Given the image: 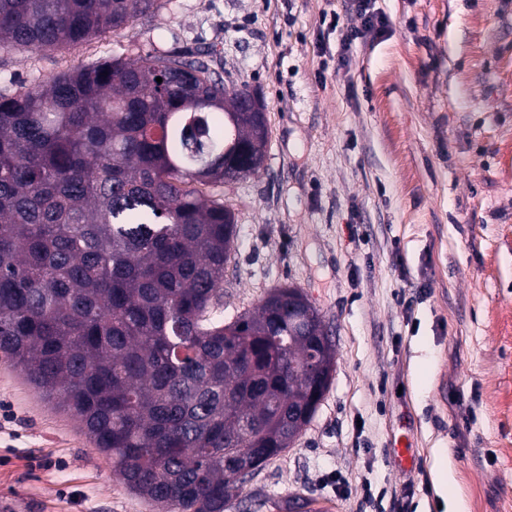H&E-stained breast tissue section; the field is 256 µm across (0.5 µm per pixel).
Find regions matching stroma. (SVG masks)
I'll use <instances>...</instances> for the list:
<instances>
[{
    "instance_id": "obj_1",
    "label": "stroma",
    "mask_w": 512,
    "mask_h": 512,
    "mask_svg": "<svg viewBox=\"0 0 512 512\" xmlns=\"http://www.w3.org/2000/svg\"><path fill=\"white\" fill-rule=\"evenodd\" d=\"M148 19L53 51L0 52V95L79 65L212 51L267 105L263 169L204 183L237 224L224 319L301 289L336 350L319 408L224 512H512V0H378L343 52V0H159ZM326 53H319L318 43ZM409 449L403 465L398 448ZM33 512H158L80 421L0 356V497ZM376 0H349L351 10L361 20L360 27L347 29L342 35V48L344 51L352 49L359 40L368 37L376 38L382 35L388 25L384 14L375 9ZM434 485L436 492L439 496L452 502L455 508H458V495L456 494L453 482L451 479V472L448 466V458L441 456L438 458L434 465Z\"/></svg>"
}]
</instances>
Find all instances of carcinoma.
I'll use <instances>...</instances> for the list:
<instances>
[{
  "mask_svg": "<svg viewBox=\"0 0 512 512\" xmlns=\"http://www.w3.org/2000/svg\"><path fill=\"white\" fill-rule=\"evenodd\" d=\"M157 0H0V49L81 45ZM209 52L115 58L0 97V354L162 512H224L289 447L335 348L288 287L224 322L235 214L196 183L257 173L269 129L224 105ZM162 78L157 82L156 78Z\"/></svg>",
  "mask_w": 512,
  "mask_h": 512,
  "instance_id": "cac0c4a2",
  "label": "carcinoma"
}]
</instances>
